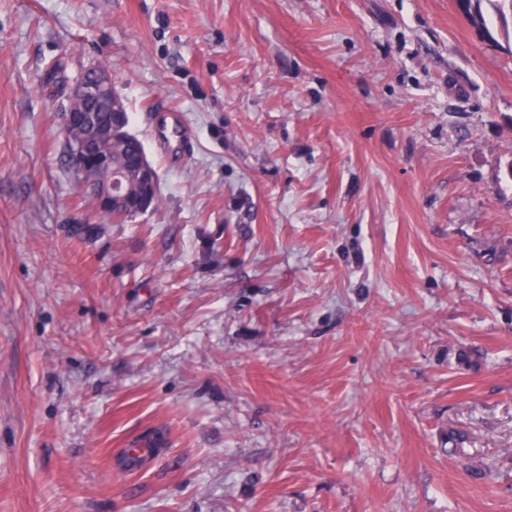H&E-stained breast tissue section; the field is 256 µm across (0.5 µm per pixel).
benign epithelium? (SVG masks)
Wrapping results in <instances>:
<instances>
[{
	"label": "benign epithelium",
	"mask_w": 512,
	"mask_h": 512,
	"mask_svg": "<svg viewBox=\"0 0 512 512\" xmlns=\"http://www.w3.org/2000/svg\"><path fill=\"white\" fill-rule=\"evenodd\" d=\"M101 99H116L107 72L99 71L91 80H79L69 99L62 130L68 165L81 183L96 189L100 205L110 207L116 201H128L132 213L142 214L153 207L157 177L145 159L137 182H132L123 169L112 165L109 150L99 147L108 138L118 139L116 129L104 126L95 116L93 103Z\"/></svg>",
	"instance_id": "7a95c632"
}]
</instances>
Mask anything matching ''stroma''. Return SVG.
<instances>
[{
    "label": "stroma",
    "mask_w": 512,
    "mask_h": 512,
    "mask_svg": "<svg viewBox=\"0 0 512 512\" xmlns=\"http://www.w3.org/2000/svg\"><path fill=\"white\" fill-rule=\"evenodd\" d=\"M483 13L0 0V512H512V22ZM97 65L159 179L123 223L60 134ZM159 134L164 148L173 155L187 153L193 145L188 125L180 113H174L173 118L165 120L159 127Z\"/></svg>",
    "instance_id": "1"
}]
</instances>
